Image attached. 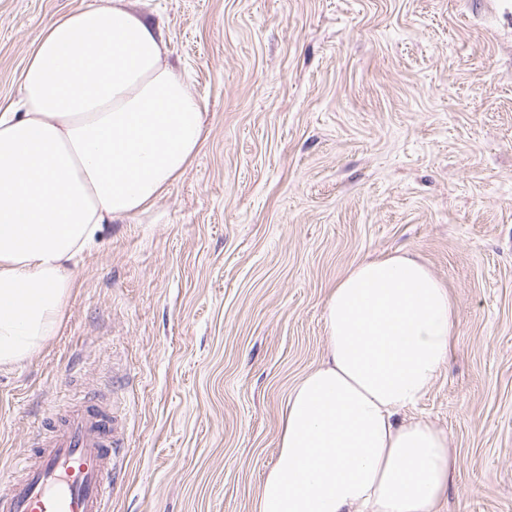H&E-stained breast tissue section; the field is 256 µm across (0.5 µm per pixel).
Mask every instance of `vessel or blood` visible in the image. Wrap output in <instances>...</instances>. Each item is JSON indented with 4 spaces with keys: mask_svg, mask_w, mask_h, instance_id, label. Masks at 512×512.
<instances>
[{
    "mask_svg": "<svg viewBox=\"0 0 512 512\" xmlns=\"http://www.w3.org/2000/svg\"><path fill=\"white\" fill-rule=\"evenodd\" d=\"M125 452L116 406L95 395L60 403L0 484V512H109Z\"/></svg>",
    "mask_w": 512,
    "mask_h": 512,
    "instance_id": "b4317fda",
    "label": "vessel or blood"
}]
</instances>
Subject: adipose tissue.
Returning <instances> with one entry per match:
<instances>
[{
	"label": "adipose tissue",
	"instance_id": "adipose-tissue-1",
	"mask_svg": "<svg viewBox=\"0 0 512 512\" xmlns=\"http://www.w3.org/2000/svg\"><path fill=\"white\" fill-rule=\"evenodd\" d=\"M125 0L49 22L0 110V367L61 321L82 255L146 213L198 154L205 114ZM447 288L419 259L356 264L330 291L327 355L292 391L258 512H439L458 462L406 418L446 366Z\"/></svg>",
	"mask_w": 512,
	"mask_h": 512
}]
</instances>
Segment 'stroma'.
I'll return each instance as SVG.
<instances>
[{
    "instance_id": "stroma-1",
    "label": "stroma",
    "mask_w": 512,
    "mask_h": 512,
    "mask_svg": "<svg viewBox=\"0 0 512 512\" xmlns=\"http://www.w3.org/2000/svg\"><path fill=\"white\" fill-rule=\"evenodd\" d=\"M0 0V104L46 24ZM206 114L203 145L79 265L58 331L0 370V474L61 400L120 403L111 512H257L325 302L406 252L448 289L444 372L412 410L459 465L440 512H512V0H128Z\"/></svg>"
}]
</instances>
